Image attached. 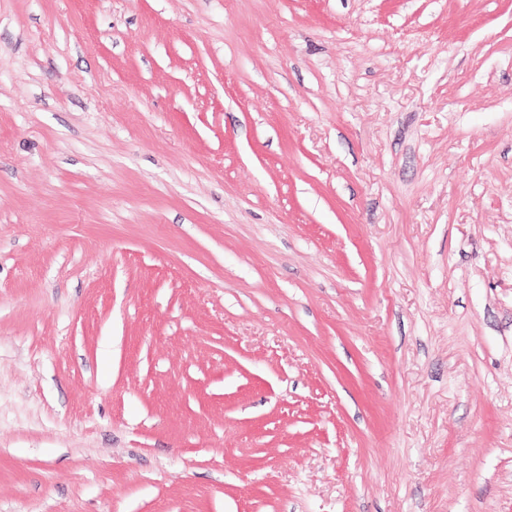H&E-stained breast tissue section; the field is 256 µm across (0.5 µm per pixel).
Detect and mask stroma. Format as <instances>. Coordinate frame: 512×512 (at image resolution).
<instances>
[{
  "label": "stroma",
  "mask_w": 512,
  "mask_h": 512,
  "mask_svg": "<svg viewBox=\"0 0 512 512\" xmlns=\"http://www.w3.org/2000/svg\"><path fill=\"white\" fill-rule=\"evenodd\" d=\"M0 512H512V0H0Z\"/></svg>",
  "instance_id": "obj_1"
}]
</instances>
